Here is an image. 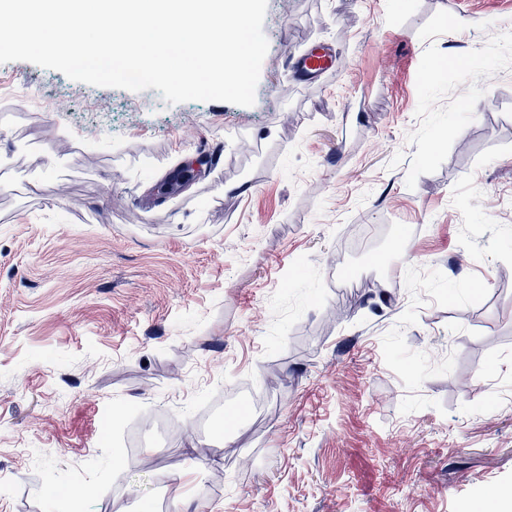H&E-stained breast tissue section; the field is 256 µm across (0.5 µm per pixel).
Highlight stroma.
<instances>
[{
  "label": "stroma",
  "instance_id": "stroma-1",
  "mask_svg": "<svg viewBox=\"0 0 512 512\" xmlns=\"http://www.w3.org/2000/svg\"><path fill=\"white\" fill-rule=\"evenodd\" d=\"M263 32L249 107L0 64V512H70L51 474L79 512L512 487V0H267ZM335 63V57L328 47L309 45L293 61L295 74L303 79L317 78L329 72Z\"/></svg>",
  "mask_w": 512,
  "mask_h": 512
}]
</instances>
